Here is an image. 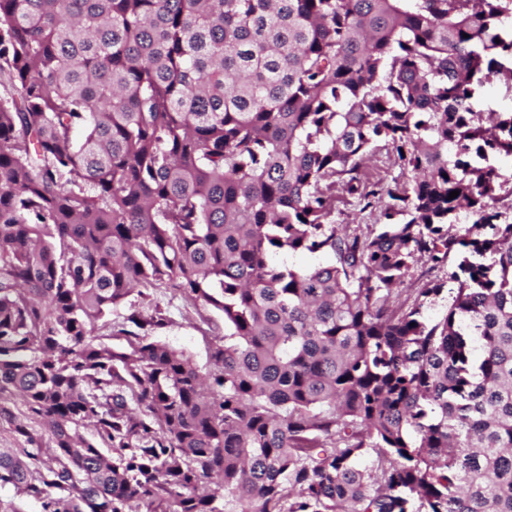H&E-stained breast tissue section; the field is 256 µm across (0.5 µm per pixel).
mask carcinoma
Listing matches in <instances>:
<instances>
[{
	"label": "carcinoma",
	"mask_w": 512,
	"mask_h": 512,
	"mask_svg": "<svg viewBox=\"0 0 512 512\" xmlns=\"http://www.w3.org/2000/svg\"><path fill=\"white\" fill-rule=\"evenodd\" d=\"M509 16L0 0V424L27 444L0 486L41 512H512V111L480 108ZM336 189L375 227L336 226ZM453 251L442 317L443 282L393 300ZM162 286L223 313L207 371L128 303ZM125 304L129 348L93 343Z\"/></svg>",
	"instance_id": "obj_1"
}]
</instances>
